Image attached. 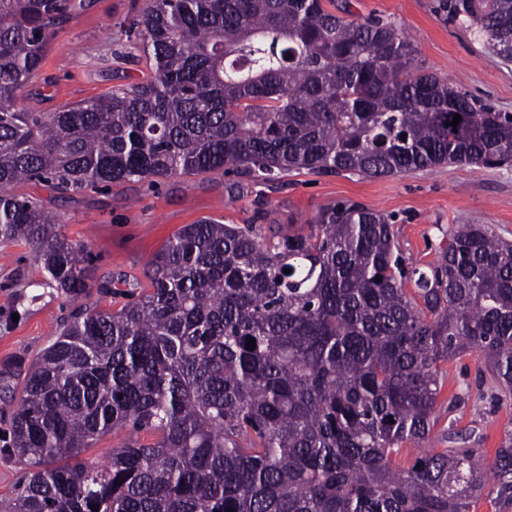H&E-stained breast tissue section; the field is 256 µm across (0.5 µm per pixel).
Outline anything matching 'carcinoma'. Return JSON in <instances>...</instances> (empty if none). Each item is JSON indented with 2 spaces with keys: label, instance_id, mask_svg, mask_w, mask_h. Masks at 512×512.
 <instances>
[{
  "label": "carcinoma",
  "instance_id": "cac0c4a2",
  "mask_svg": "<svg viewBox=\"0 0 512 512\" xmlns=\"http://www.w3.org/2000/svg\"><path fill=\"white\" fill-rule=\"evenodd\" d=\"M76 6L0 0V242L31 245L69 301L91 287L86 247L13 192L23 181L70 194L230 166L377 178L512 161V115L419 67L393 23L324 0H148L129 25L142 82L17 106ZM447 8L512 59V0ZM144 276L32 362L11 425L23 473L0 512H512L511 434L489 463L450 427V446L397 466L437 424L439 363L477 352L512 393V242L460 224L424 269L383 213L338 204L277 240L187 224ZM111 431L127 438L110 461L84 460Z\"/></svg>",
  "mask_w": 512,
  "mask_h": 512
}]
</instances>
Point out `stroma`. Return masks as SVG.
<instances>
[{
	"mask_svg": "<svg viewBox=\"0 0 512 512\" xmlns=\"http://www.w3.org/2000/svg\"><path fill=\"white\" fill-rule=\"evenodd\" d=\"M440 0H335L349 18L394 22L413 41L417 61L480 106L512 114V62L493 54L473 27L449 20ZM146 0H81L49 40L40 70L25 88L37 111L106 95L147 75L143 51H128L127 30ZM57 214L63 233L88 245L96 282L81 304L66 302L47 283L28 245L0 243V499L10 498L22 466L11 450V420L25 380V362L59 336L78 306L112 307L99 284L143 279L147 262L187 224L203 219L253 225L263 235L309 233L318 215L336 204H358L388 217L405 257L436 260L449 229L482 224L512 241V165L444 164L399 175L365 178L292 170L261 181L230 168L196 176L113 183L65 196L41 184L15 186ZM443 389L436 405L440 428L472 432L494 452L512 432V394L491 384L478 353L440 363ZM432 433L427 447L443 442Z\"/></svg>",
	"mask_w": 512,
	"mask_h": 512,
	"instance_id": "stroma-1",
	"label": "stroma"
}]
</instances>
